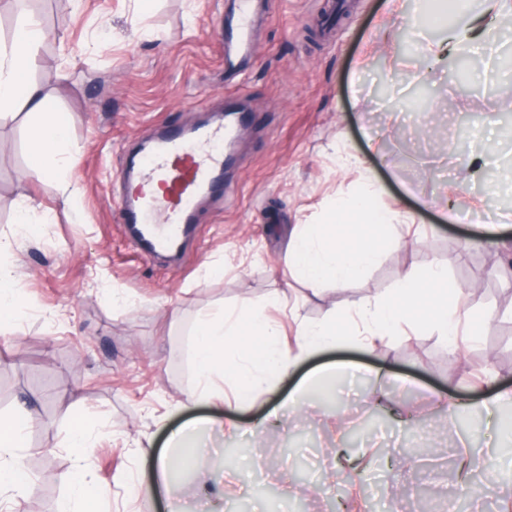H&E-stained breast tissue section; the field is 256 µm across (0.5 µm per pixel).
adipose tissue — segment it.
<instances>
[{
	"mask_svg": "<svg viewBox=\"0 0 512 512\" xmlns=\"http://www.w3.org/2000/svg\"><path fill=\"white\" fill-rule=\"evenodd\" d=\"M45 38L40 24L27 19L16 28L10 46H0V108L19 102L38 118L29 139L27 169L28 175L36 177L46 175L53 163L76 161L68 147V115L53 110L40 87L27 78ZM398 218V212L379 210L373 203L372 191H365L351 202L333 207L325 223L306 227L297 234L288 245L286 262L310 290H320L328 282L345 285L377 262L379 250L372 239L373 231L395 223ZM429 288L436 289L444 299L460 294L449 282L445 268L430 264L422 276L410 268L403 273L395 298L368 302L355 308L351 315H335L301 326L291 347L282 345L278 327L260 310L248 308L233 317L223 312L206 315L194 331L192 354L197 384L187 399L223 401V392L212 387L216 377L232 382L241 397L258 389L274 392L278 380L299 363L336 347L350 333H357L366 345L396 335L401 325L412 322ZM28 424V418L21 412L0 417V507L25 486L20 449ZM223 427L222 420L207 417L176 433L175 453L164 452L157 459V487L171 492L175 472L182 461L195 456L200 434ZM69 446L78 466L62 476L72 496L60 503L58 512H76L77 501L86 496L82 464L90 445L81 423L73 424Z\"/></svg>",
	"mask_w": 512,
	"mask_h": 512,
	"instance_id": "ef3b65f1",
	"label": "adipose tissue"
}]
</instances>
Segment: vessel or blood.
<instances>
[{"label":"vessel or blood","mask_w":512,"mask_h":512,"mask_svg":"<svg viewBox=\"0 0 512 512\" xmlns=\"http://www.w3.org/2000/svg\"><path fill=\"white\" fill-rule=\"evenodd\" d=\"M242 119L232 112L194 131H165L130 158L126 179L136 189L123 197L121 218L144 253L181 255L199 199L222 186L226 149ZM158 212L165 216L160 224Z\"/></svg>","instance_id":"obj_1"}]
</instances>
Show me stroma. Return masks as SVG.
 <instances>
[{
    "mask_svg": "<svg viewBox=\"0 0 512 512\" xmlns=\"http://www.w3.org/2000/svg\"><path fill=\"white\" fill-rule=\"evenodd\" d=\"M416 2L391 14L385 0H258L247 53L228 63L224 23L239 0H44L40 22L52 37L29 77L72 116L78 162L28 176L32 118L19 106L0 116V236L13 241L4 261L21 283L20 326L0 332V413L31 418L28 487L11 512H56L68 493L61 477L75 465V421L94 441L90 480L109 494L104 512H168L143 450H168L173 432L206 415L236 428L212 434L219 470L187 464L175 488L180 512L217 503L330 512L349 495L356 512H411L419 500L443 512L452 499L459 512H488L461 483L471 448L488 451L475 482L506 490L512 441L475 405L512 388V225L491 234L483 226L484 215H512V108L493 93L507 79L495 61L512 51V29L486 15L495 49L467 50L463 85L423 67L440 32L415 30ZM232 104L246 118L223 190L196 208L183 260L143 257L120 218L126 155L157 131L205 124ZM471 157L482 159L481 172ZM371 183L376 205L403 215L385 230L378 262L346 287L305 288L283 263L292 231L324 223L332 205ZM24 203L51 221L20 238ZM483 235L490 243L464 248ZM431 262L460 287L459 312L498 314L458 356L421 311L405 335L311 356L276 395L258 390L240 402L228 383L224 405L187 402L199 313L259 307L292 335L298 321L390 297L406 269L422 273ZM278 294L284 305H271ZM490 350L499 362L474 363ZM328 363L356 368L344 416L311 398L279 411ZM274 410L277 424L264 426ZM340 448L359 462L358 479H347Z\"/></svg>",
    "mask_w": 512,
    "mask_h": 512,
    "instance_id": "35a3bbf8",
    "label": "stroma"
}]
</instances>
